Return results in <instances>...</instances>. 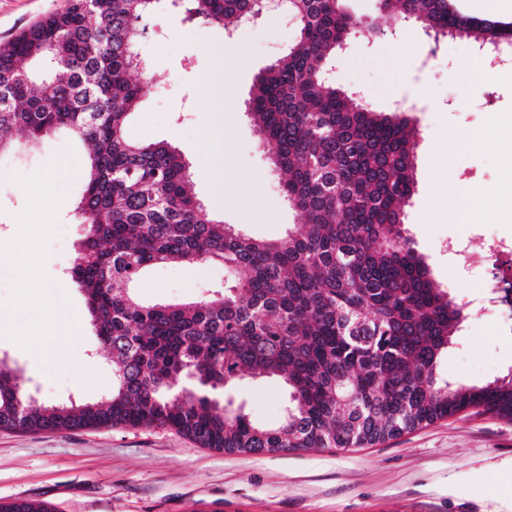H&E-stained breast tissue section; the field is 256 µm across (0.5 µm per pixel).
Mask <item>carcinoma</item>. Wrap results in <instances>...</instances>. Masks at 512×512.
<instances>
[{
  "mask_svg": "<svg viewBox=\"0 0 512 512\" xmlns=\"http://www.w3.org/2000/svg\"><path fill=\"white\" fill-rule=\"evenodd\" d=\"M157 0H68L0 41V146L65 128L89 147L77 212L85 233L68 274L112 363L110 396L45 406L0 363V430L166 427L202 448L264 455L364 448L481 408L512 421V372L453 385L438 364L466 319L401 227L414 191V126L333 87L329 63L376 36L342 0H284L299 35L255 77L247 104L284 199L304 228L273 240L201 220L190 166L168 143L127 134L147 95L139 45ZM185 19L227 27L260 0H173ZM433 42L512 47V22L467 16L452 0H378ZM224 267V287L146 305L115 283L154 264ZM285 388L276 427L225 400L244 375ZM0 512H50L32 501Z\"/></svg>",
  "mask_w": 512,
  "mask_h": 512,
  "instance_id": "carcinoma-1",
  "label": "carcinoma"
}]
</instances>
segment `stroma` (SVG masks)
Listing matches in <instances>:
<instances>
[{"mask_svg":"<svg viewBox=\"0 0 512 512\" xmlns=\"http://www.w3.org/2000/svg\"><path fill=\"white\" fill-rule=\"evenodd\" d=\"M67 0H0V40L13 36ZM350 15L377 24L380 40H353L337 61L336 88L364 94L378 111L406 102L417 130L415 192L405 228L431 276L467 319L439 363L441 377L481 385L512 372V335L506 310L483 313V269L459 265L448 242L480 250L494 238L512 242V73L477 64L466 38H446L426 57L429 38L416 23L381 14L377 0H345ZM297 36L292 15L266 13L232 31L185 21L170 0H157L140 44L151 88L129 122L143 143L178 147L195 175L201 215L234 225L256 239L283 236L297 218L281 184L270 175L247 101L256 75L288 50ZM248 40L227 81L203 89L216 53ZM497 120L502 138L489 149L460 146L461 136ZM224 127L226 151L220 183L200 177L207 164L204 133ZM72 133L44 138L33 150L0 153V250L16 232L40 225L33 261L54 285L50 301L25 285V272L0 273V315L39 312L27 340L0 331V358L17 367L42 401L104 398L112 389L111 364L88 317L81 287L66 276L83 225L76 207L81 173H43L61 156L84 158ZM481 199L487 214L470 223L448 217L449 198ZM218 265L168 263L149 268L135 283L143 303L198 299L222 285ZM78 315L70 335L56 336L52 317ZM251 420L282 419V386L267 379L232 392ZM40 501L53 512H512V422L469 409L373 446L291 454H228L199 447L160 427H99L55 432L0 430V502Z\"/></svg>","mask_w":512,"mask_h":512,"instance_id":"35a3bbf8","label":"stroma"}]
</instances>
